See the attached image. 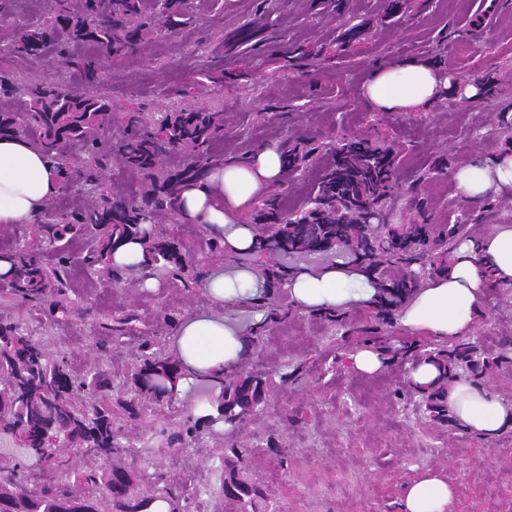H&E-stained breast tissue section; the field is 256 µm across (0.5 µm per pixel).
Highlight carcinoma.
Here are the masks:
<instances>
[{
  "label": "carcinoma",
  "instance_id": "carcinoma-1",
  "mask_svg": "<svg viewBox=\"0 0 512 512\" xmlns=\"http://www.w3.org/2000/svg\"><path fill=\"white\" fill-rule=\"evenodd\" d=\"M41 21L22 29L11 43V52L30 60L48 54L77 70L87 90L77 94L60 84L42 82L20 87L0 79V138L23 137L46 152L67 188L75 181L88 186L90 201L49 222L58 262L46 266L39 249L25 248L6 256L10 262L11 288L23 300L41 299L47 293L65 295L68 288V244L89 235L94 247L87 258L98 266L97 274L114 282L127 269L109 263L108 257L128 240L144 245L148 260L141 266L145 279L160 271L181 282L192 278L193 267L183 244L156 232L158 217L177 220L182 193L205 180L211 169L227 157L216 155L213 145L224 132V113L205 108L169 112L157 124L145 113L131 109L123 114L125 139L106 146L99 131L112 114V101L99 89V62L114 65L140 54L153 37L173 35L182 24L185 0H43ZM257 17L232 35L238 44L252 41L260 31ZM367 24L345 29L340 44L352 46L365 35ZM331 60L314 47L298 46L290 68L314 73ZM80 145L86 160L76 165L68 150ZM285 171L295 175L321 158L323 164L306 201L295 207L284 204V189L275 186L257 198L248 219L260 225L256 246L250 251L253 264L264 279V294L256 301L269 310V321L283 323L295 314L283 281L292 268L278 263L280 257L307 253L349 254L360 249L367 258L368 280L376 289L372 312L361 328L347 326L345 316L324 311L319 317L341 328L340 341L373 342L390 359L413 356L418 345L394 347L382 327L423 280L448 269L457 246L472 239L471 225L480 223L488 197L470 201L468 211L452 224H433L421 181L409 188L413 217L396 220L391 195L398 181L400 150L392 144L366 137L334 136L286 142L279 146ZM183 161L170 166L171 154ZM141 176L131 196L109 190L104 171L111 161ZM207 248L213 262L232 255L224 250V236L209 232ZM449 369L442 386L422 395L427 417L436 423L450 421L443 391L448 382L463 374L481 384L503 365L512 364V337L501 342L498 352H487L472 342L460 341L446 349L423 353ZM178 379L182 364L165 357L156 341L142 342V359L132 370V395L112 400V379L100 369L78 379L70 374L64 353L50 355L46 348L18 331L17 325L0 320V434L14 436L27 454L47 455V467L65 474V481L28 489L18 466L0 467V512H102L103 501L112 512H142L151 499L138 495L139 477L122 467L88 469L70 475L69 459L62 453L46 454L44 441L53 439L61 448H72L110 460L128 446L114 428L117 416L138 419L147 404L166 397L159 380L164 373ZM222 393L206 402L213 412L178 421L176 441L188 446L203 430L216 425L233 432L261 404L275 385L262 371L236 372L221 381ZM225 458L223 496L242 505L243 512H265L261 488L242 474L239 463L246 450L229 448Z\"/></svg>",
  "mask_w": 512,
  "mask_h": 512
}]
</instances>
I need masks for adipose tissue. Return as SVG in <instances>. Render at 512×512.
<instances>
[{
	"instance_id": "1",
	"label": "adipose tissue",
	"mask_w": 512,
	"mask_h": 512,
	"mask_svg": "<svg viewBox=\"0 0 512 512\" xmlns=\"http://www.w3.org/2000/svg\"><path fill=\"white\" fill-rule=\"evenodd\" d=\"M447 71L439 66L402 60L373 70L361 86L362 100L377 112H416L442 99L448 90ZM283 174L282 160L272 148L255 150L246 160L227 162L183 194L181 222L205 224L224 236L231 253H245L255 244L251 226L239 214ZM465 200L483 195L512 194V154L492 161H474L453 175ZM62 189L53 162L20 137L0 138V225L39 223L47 203ZM346 272L328 268L301 272L287 282L295 307L305 310L343 309L353 295ZM512 282V224H500L477 241L462 243L447 271L426 281L398 312L407 330L441 345L471 334L480 317L489 281ZM247 350L242 330L225 326L223 318H201L182 325L178 356L187 374L215 378L234 372ZM448 414L466 433L482 438L512 429V403L492 390L458 378L446 393ZM455 488L443 469L426 468L405 485L401 512H452Z\"/></svg>"
}]
</instances>
